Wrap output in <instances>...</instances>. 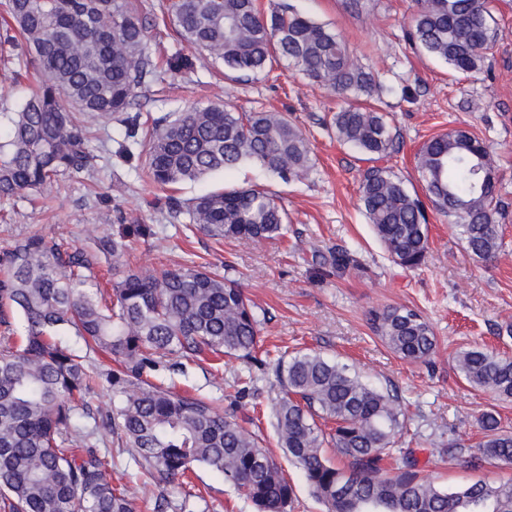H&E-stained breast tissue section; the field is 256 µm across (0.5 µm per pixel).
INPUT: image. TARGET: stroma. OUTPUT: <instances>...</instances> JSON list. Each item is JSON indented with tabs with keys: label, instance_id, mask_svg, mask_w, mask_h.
Instances as JSON below:
<instances>
[{
	"label": "stroma",
	"instance_id": "obj_1",
	"mask_svg": "<svg viewBox=\"0 0 512 512\" xmlns=\"http://www.w3.org/2000/svg\"><path fill=\"white\" fill-rule=\"evenodd\" d=\"M294 9L323 23L342 38L354 59L378 75L382 109L400 144L386 164L410 192L422 193L414 156L422 144L466 126L495 153L497 190L502 204L498 222L503 247L499 257L481 262L470 256L446 216L429 210V248L419 268L393 264L375 238L359 201L367 167L362 156L336 139L333 115L340 99L308 83L287 61L274 62L268 76L233 80L204 53H193L192 71L165 74L140 88L135 109L159 117L195 107L221 104L252 112H285L310 138L315 171L303 183H285L254 165L217 173L202 182H185L175 191L187 199L203 192L260 185L288 213V233L280 241L215 240L185 229L165 206V190L133 165L115 156L124 136L118 121L89 116L96 156L89 172L63 177L44 194L0 199V253L17 238L40 233L63 248H91L111 237L120 220L152 225L148 242L133 243L130 267L161 269L193 258L225 264L239 279L264 320L261 337L271 356L314 350L348 365L370 385L398 395L409 406L406 429L391 450L392 464L412 457L437 486L479 479L512 478V466L471 468L484 434L478 419L496 409L512 431V402L497 403L460 378L455 352L480 346L512 356V0H493L496 42L482 70L458 73L417 51L405 38L415 0H287ZM331 249L356 254L358 266L336 272L322 256ZM402 304L422 314L437 337V352L427 363L396 357L370 330L369 310ZM251 373L254 386L237 397L235 414L245 428L259 426L265 446L294 486L293 512H325L303 473L276 443L265 407L278 388L257 362L225 359L203 362L173 378L172 389L186 386L223 398L238 373ZM100 451L112 455V481L127 485L137 512H255L233 484L205 467H196L190 484L164 490L143 487L140 464L122 451L116 436L100 431ZM464 453L443 455L449 442Z\"/></svg>",
	"mask_w": 512,
	"mask_h": 512
}]
</instances>
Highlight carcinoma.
Segmentation results:
<instances>
[{
  "instance_id": "cac0c4a2",
  "label": "carcinoma",
  "mask_w": 512,
  "mask_h": 512,
  "mask_svg": "<svg viewBox=\"0 0 512 512\" xmlns=\"http://www.w3.org/2000/svg\"><path fill=\"white\" fill-rule=\"evenodd\" d=\"M410 41L459 73L481 70L495 42L490 0H416ZM0 49L19 50L22 66L8 79L35 84L16 112L0 113V198L45 193L62 175L94 167L79 110L127 127L116 156L138 157L163 190L255 162L285 183L315 170L310 140L288 114L239 112L221 105L168 112L141 120L128 113L137 89L159 71L193 68L182 50L157 66L148 28L135 0H3ZM178 39L224 64L229 75L269 73L282 59L311 84L347 106L336 112V138L357 153L381 159L395 137L375 104L379 85L358 66L347 45L322 24L281 6L261 13L256 0H168ZM139 153H134L136 148ZM416 169L433 206L448 215L465 249L483 262L502 247L494 152L472 132L456 128L427 141ZM364 214L391 261L416 268L428 252L424 203L389 167L372 166L360 184ZM185 228L213 239L279 240L288 215L257 186L213 190L191 199L166 197ZM152 235L148 224H125L97 243L121 263L131 239ZM97 255L39 234L16 240L5 254L0 317L17 310L19 336L0 341V509L3 512H135L122 484L109 478L108 454L97 448L98 426L117 436L153 484L173 485L196 466L231 482L258 512H290L294 490L281 466L219 400L176 393L163 370L224 356L248 361L259 349L261 319L235 280L190 260L161 271L124 273L111 294L95 283ZM338 270L358 266L349 251L324 258ZM374 334L399 358L428 362L436 353L431 324L405 305L372 310ZM75 332L89 351L115 367L99 371L64 339ZM470 386L512 401V357L481 347L453 356ZM279 387L272 407L277 445L302 470L327 512H512V479L440 488L406 461L385 460L403 429L398 397L376 389L347 366L316 352L280 355L268 363ZM103 383L112 413L95 416L85 403ZM94 420L93 425L86 420ZM486 433L470 460L512 464V431L496 411L479 419ZM335 449L334 463L324 448Z\"/></svg>"
}]
</instances>
